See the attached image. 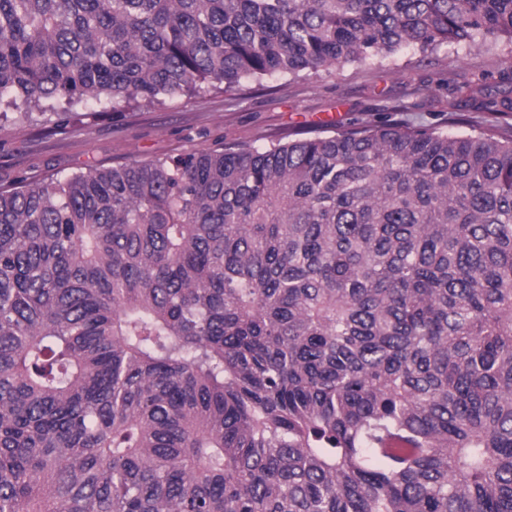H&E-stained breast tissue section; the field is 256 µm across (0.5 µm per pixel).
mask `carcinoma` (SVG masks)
<instances>
[{"label":"carcinoma","mask_w":512,"mask_h":512,"mask_svg":"<svg viewBox=\"0 0 512 512\" xmlns=\"http://www.w3.org/2000/svg\"><path fill=\"white\" fill-rule=\"evenodd\" d=\"M489 38L512 0H0V119ZM0 512H512V136L0 190Z\"/></svg>","instance_id":"obj_1"}]
</instances>
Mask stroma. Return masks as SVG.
I'll list each match as a JSON object with an SVG mask.
<instances>
[{"instance_id":"35a3bbf8","label":"stroma","mask_w":512,"mask_h":512,"mask_svg":"<svg viewBox=\"0 0 512 512\" xmlns=\"http://www.w3.org/2000/svg\"><path fill=\"white\" fill-rule=\"evenodd\" d=\"M488 94L512 84V46L459 45L434 52L410 50L387 59L327 68L300 78L273 77L239 90L208 89L159 106L111 108L94 104L72 116L35 115L0 125V187L46 181L133 160L207 151L222 146L262 147L383 122L456 132L497 128L503 118L485 112L468 86Z\"/></svg>"}]
</instances>
